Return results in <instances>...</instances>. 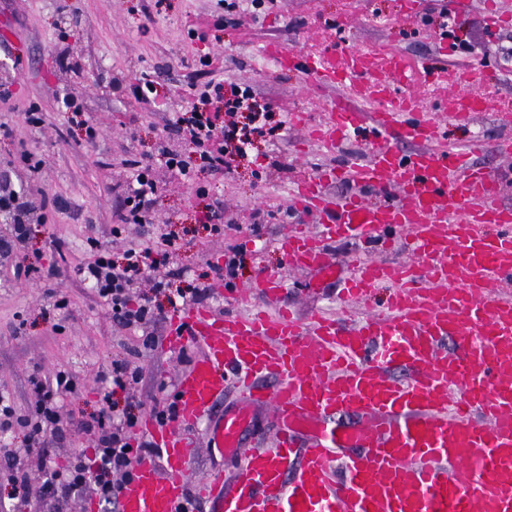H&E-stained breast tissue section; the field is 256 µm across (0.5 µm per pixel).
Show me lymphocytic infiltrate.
I'll return each mask as SVG.
<instances>
[{
  "instance_id": "obj_1",
  "label": "lymphocytic infiltrate",
  "mask_w": 512,
  "mask_h": 512,
  "mask_svg": "<svg viewBox=\"0 0 512 512\" xmlns=\"http://www.w3.org/2000/svg\"><path fill=\"white\" fill-rule=\"evenodd\" d=\"M200 65L213 79L193 85L189 108L179 113L172 124L176 135L192 146V158L183 159L163 138L157 142L153 158L132 161V179L121 187L123 204L112 215L113 237H121L128 227L153 223L163 190L156 175L157 166H164L184 182L194 183L197 172H228L250 163L255 141L282 136L284 126L275 122L271 103L258 100L250 87L217 82V74L224 71L223 55H206ZM35 192L31 184L15 189L10 183L0 182V212L13 218L10 236L14 242H25L30 235ZM179 239L178 232L164 233L156 239L130 244L116 258L108 241L88 237L91 258L80 267V278L110 307L112 321L119 328L137 331L162 318V309L153 303L159 294L175 292L186 304L208 298L209 286L178 288L173 279L156 274L158 266L179 251ZM135 288L141 289L140 297H132ZM103 379L108 384L102 393L106 408L73 422L76 430L92 435V452L68 458L60 465L48 460L45 445L63 432V403L73 393L76 377L66 371L31 375L34 409L27 416L19 414L9 396L0 393V433L22 428L28 442L27 462L12 463L6 470V479L19 504L26 506L35 501L43 512H62L72 497L89 487L99 501L118 505L134 462L155 454L151 441L134 434L137 417L127 411L116 412L110 404L113 390L134 394L142 381L141 370L128 360L116 359Z\"/></svg>"
}]
</instances>
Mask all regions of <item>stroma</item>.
Here are the masks:
<instances>
[{"label": "stroma", "instance_id": "35a3bbf8", "mask_svg": "<svg viewBox=\"0 0 512 512\" xmlns=\"http://www.w3.org/2000/svg\"><path fill=\"white\" fill-rule=\"evenodd\" d=\"M482 2L471 0L468 19L455 32L460 45L453 48L418 23L422 15H437L445 0H418L414 8L409 0H267L261 13L242 14L248 37L241 40L227 32L219 41L191 39L184 25L188 17L214 11L217 0H0V84L12 91L9 100L0 101V122L14 128L12 138L0 139V179L24 185L28 176L23 156L40 155L44 164L35 179L48 199L38 209L41 221L33 225L25 246L0 264V391L24 411L32 403L28 378L33 370L46 375L65 370L77 377L79 386L66 398L64 411L88 416L101 405V373L113 360L124 358L143 373L137 400L141 417L147 418L156 405L174 401L179 376L201 353L198 343L173 336L178 313L169 306L164 322L146 325L145 331L155 334L157 342L144 347L139 334L113 324L108 309L78 273L88 260L89 225L103 233L112 227V213L119 204L113 187L125 181L127 161L149 151L162 135L169 136L174 148L182 146L170 133V120L184 110L185 99L174 98L166 112L137 101L129 86L141 73L185 89L203 78L202 72L190 68V61L220 52L225 83L250 85L282 118L302 112L313 125L323 119L326 104L336 101L338 89L313 82L301 70L283 69L268 53L269 45L299 55L395 50L425 79L467 65L480 68L481 90L488 96L485 108L470 125L447 126L446 141L461 147L481 139L483 150L473 162L502 177L508 186L505 201L512 204V158L502 157L495 148L504 135L496 119L497 102L512 100V64L505 60L506 52H512V28L491 32ZM65 51L74 57L76 67L61 62ZM70 89L82 93L85 116L100 130L97 140H86L62 112L57 97ZM33 104L46 112L47 120L32 132L23 127L21 117ZM118 112L134 113L132 128L118 125ZM306 136V130L289 126L275 144L257 143L258 152L269 158L261 171L241 168L203 174V181L212 186L211 201L224 205L220 241L196 224L195 212L203 203L193 198L190 187L158 169L164 184L158 218L188 231L170 269L198 279L208 273V261L222 251H244L235 288L214 283L206 308L237 316L267 307L262 295H252L245 303L236 295L258 276L271 274L286 281L280 301L302 319L320 313L339 315L338 283L312 287L310 273L289 267L281 243L296 226L320 231L318 216L304 213L293 192L321 169L363 161L370 131L352 133L329 150L307 144ZM257 211L264 215L258 222L252 218ZM385 235L379 228L366 241H335L327 249L346 264L356 258L408 259L405 249L384 246ZM54 238L63 241L62 252L52 248ZM26 256L55 263V287L66 308H55L38 281L13 280V265ZM188 435L195 444L189 480L227 475L237 466V459L208 447L206 424L189 429Z\"/></svg>", "mask_w": 512, "mask_h": 512}]
</instances>
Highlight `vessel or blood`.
<instances>
[{"mask_svg":"<svg viewBox=\"0 0 512 512\" xmlns=\"http://www.w3.org/2000/svg\"><path fill=\"white\" fill-rule=\"evenodd\" d=\"M490 30L512 23L500 0H486ZM281 61L343 92L312 130L332 146L356 130L374 105L367 160L328 168L301 184V205L328 213L320 235L296 229L282 247L294 268L320 280H342L353 300L379 283L394 284L387 313L362 318L316 315L305 322L292 311L223 317L186 309L173 336L191 337L203 352L177 384L181 430L154 420L145 429L158 456L139 460L119 512H512V298L497 287L512 282V206L500 177L474 166L475 141L450 148L446 123L471 124L478 111L469 88L477 68L454 71L453 94L437 111L394 82L417 74L399 53L349 51ZM418 141L397 150L392 137ZM348 180L391 187L397 198L369 205L360 196L335 205L324 186ZM391 226L405 236L410 262L354 263L343 274L326 240L364 238ZM282 278L266 275L250 290L276 300ZM456 337L453 352L441 344ZM395 367L405 376L392 375ZM274 377L275 389L264 381ZM242 401L221 419L215 404L227 387ZM272 406L277 446L244 452L245 431L256 409ZM352 412L360 425L333 423ZM208 421L210 447L245 455L229 477L190 483L185 469L193 451L186 427Z\"/></svg>","mask_w":512,"mask_h":512,"instance_id":"b4317fda","label":"vessel or blood"}]
</instances>
